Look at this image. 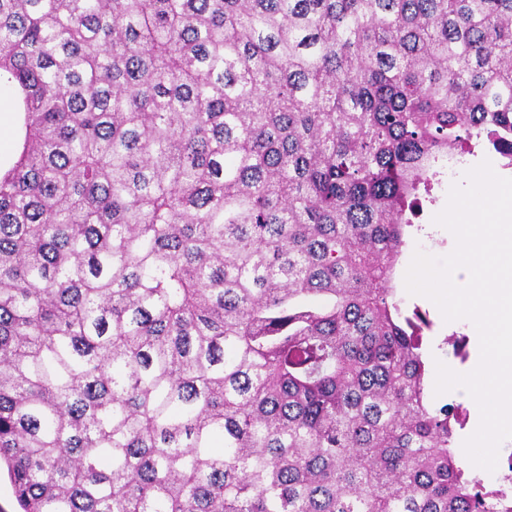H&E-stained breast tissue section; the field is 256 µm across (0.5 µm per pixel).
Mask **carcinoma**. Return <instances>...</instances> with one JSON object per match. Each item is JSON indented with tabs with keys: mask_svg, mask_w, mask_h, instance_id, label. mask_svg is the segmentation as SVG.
<instances>
[{
	"mask_svg": "<svg viewBox=\"0 0 512 512\" xmlns=\"http://www.w3.org/2000/svg\"><path fill=\"white\" fill-rule=\"evenodd\" d=\"M0 460L22 512H512L396 267L512 157V0H0ZM24 109L21 87L0 75V178L16 162L24 139ZM489 159L496 173L502 177L512 178V165L507 166V159L489 149L479 146L474 149L473 154L466 155L463 163L459 164L455 169L454 182H461L465 171L479 164L483 159ZM453 182V183H454Z\"/></svg>",
	"mask_w": 512,
	"mask_h": 512,
	"instance_id": "carcinoma-1",
	"label": "carcinoma"
}]
</instances>
